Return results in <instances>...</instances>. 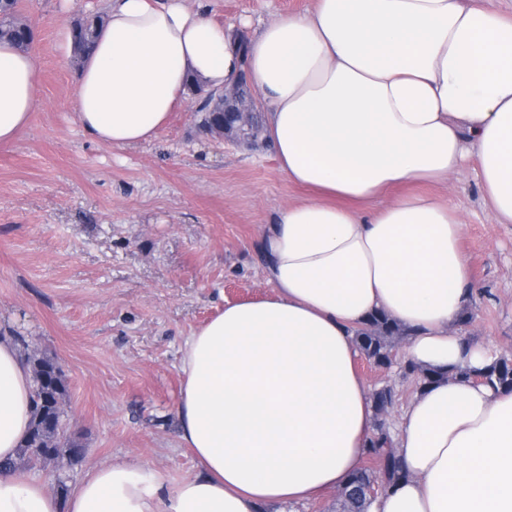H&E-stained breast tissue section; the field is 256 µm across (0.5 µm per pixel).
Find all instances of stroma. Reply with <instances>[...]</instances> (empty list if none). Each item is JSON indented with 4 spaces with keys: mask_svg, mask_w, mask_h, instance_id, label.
Wrapping results in <instances>:
<instances>
[{
    "mask_svg": "<svg viewBox=\"0 0 512 512\" xmlns=\"http://www.w3.org/2000/svg\"><path fill=\"white\" fill-rule=\"evenodd\" d=\"M187 3L235 26L313 0ZM104 11L105 0H18L39 57V101L18 136L0 143V334L59 363L66 435L82 450L62 472L33 461L23 474L49 483L58 473L71 488L95 468L135 461L174 485L199 470L175 412L185 340L225 304L270 293L260 226L309 193L288 181L267 142L203 133L189 95L151 141L116 148L85 135L73 111L78 66L60 29ZM433 191L463 218L478 284L457 329L512 357V224L487 215L470 169ZM357 368L368 389H394L395 424L412 382L363 359Z\"/></svg>",
    "mask_w": 512,
    "mask_h": 512,
    "instance_id": "1",
    "label": "stroma"
}]
</instances>
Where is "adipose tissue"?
Listing matches in <instances>:
<instances>
[{"instance_id":"adipose-tissue-1","label":"adipose tissue","mask_w":512,"mask_h":512,"mask_svg":"<svg viewBox=\"0 0 512 512\" xmlns=\"http://www.w3.org/2000/svg\"><path fill=\"white\" fill-rule=\"evenodd\" d=\"M249 71L281 171L309 199L260 231L269 296L225 304L185 341L176 412L199 471L169 486L138 463L88 473L66 496L9 462L27 437L32 375L0 336V512H258L344 487L374 405L355 329L375 312L409 329L404 357L445 372L395 431L407 474L369 512H512V392L454 378L490 363L455 327L477 290L457 208L434 193L472 168L484 208L512 224V14L481 0H313L234 31L186 0H107L80 62L84 134L152 140L190 79ZM34 49L0 41V141L28 124Z\"/></svg>"}]
</instances>
